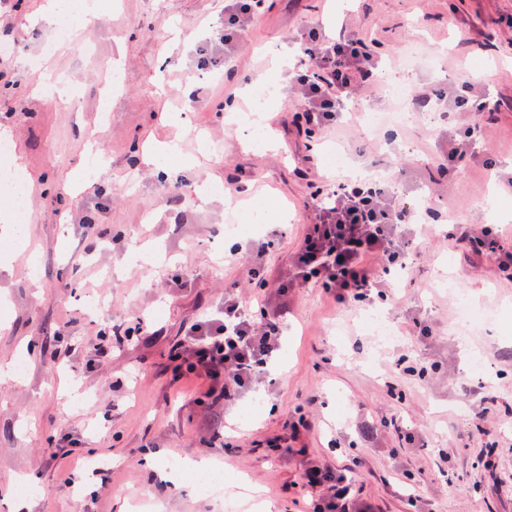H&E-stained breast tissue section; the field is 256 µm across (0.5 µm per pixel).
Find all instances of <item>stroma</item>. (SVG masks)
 Masks as SVG:
<instances>
[{"label": "stroma", "instance_id": "1", "mask_svg": "<svg viewBox=\"0 0 512 512\" xmlns=\"http://www.w3.org/2000/svg\"><path fill=\"white\" fill-rule=\"evenodd\" d=\"M40 2L0 0V43L16 49L0 58V143L32 189L23 234L0 223V368L11 371L0 380V512L21 497L28 512H118L126 499L144 512H257L197 486L190 464L202 457L226 482L259 487L278 512H313L326 496L307 481L314 466L344 476L372 512H512V271L477 260L445 225L419 226L410 279L376 305L397 329L392 343L377 342L365 307L309 287L280 298L284 334L256 388L203 409L205 381L179 375L172 359L190 346L186 329L247 282L231 251L270 237L269 270L286 268L312 193L342 177L380 173L401 205L425 202L512 237V108L461 114L458 127L476 118L486 133L450 178L448 127L419 118V104L382 135L357 121L309 137L288 79L300 35L316 26L363 34L380 59L376 94L353 97L352 111L388 110L379 89L392 84L435 96L466 82L472 95L512 99V0H264L229 60L224 0H90L96 31L49 56L54 29L38 21ZM116 65L125 81L111 91ZM482 69L492 79H479ZM264 81L281 96L265 110L270 143L257 149L222 106L245 109ZM171 140L173 164L194 168L163 181L143 151ZM92 143L107 165L90 180ZM206 182L224 195L190 201ZM251 199L267 203L260 231L225 238L228 212ZM450 273L476 316L464 329L441 286ZM91 297L103 315L88 311ZM107 344L111 357H98ZM409 365L425 376L406 374ZM395 415L410 438L390 427ZM302 418L310 428L299 441L268 448Z\"/></svg>", "mask_w": 512, "mask_h": 512}]
</instances>
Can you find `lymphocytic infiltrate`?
<instances>
[{"mask_svg": "<svg viewBox=\"0 0 512 512\" xmlns=\"http://www.w3.org/2000/svg\"><path fill=\"white\" fill-rule=\"evenodd\" d=\"M304 51L290 76L297 117L306 133H321L341 120L353 91L368 85L378 61L355 32L305 43ZM308 208L313 215L309 230L276 277H261L258 270L268 242L248 244L257 264L251 275L262 294L258 304L225 294L223 309L187 331L192 348L181 365L207 382L206 396L213 403L255 385L275 356L283 334L282 309L272 305L268 292L285 296L313 285L342 305L368 303L385 287V275L411 270L405 235L419 218L397 203L387 184L346 178L327 196H313Z\"/></svg>", "mask_w": 512, "mask_h": 512, "instance_id": "f902f5d3", "label": "lymphocytic infiltrate"}]
</instances>
